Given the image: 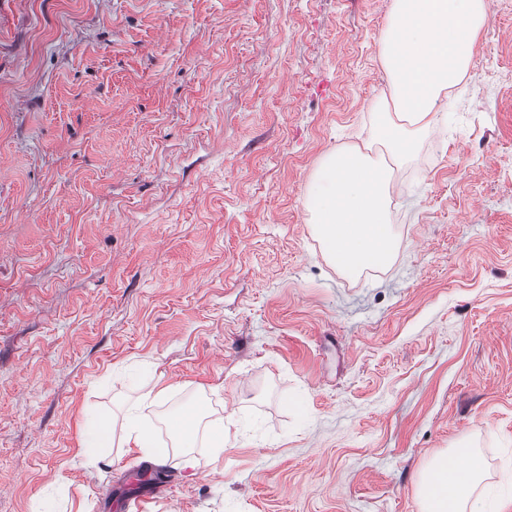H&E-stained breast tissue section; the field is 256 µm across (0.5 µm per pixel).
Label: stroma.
I'll return each mask as SVG.
<instances>
[{"mask_svg":"<svg viewBox=\"0 0 512 512\" xmlns=\"http://www.w3.org/2000/svg\"><path fill=\"white\" fill-rule=\"evenodd\" d=\"M391 0H0V512H421L476 448L512 512V0L357 278L307 222L368 140ZM162 450L87 458L149 390ZM224 424L195 474L168 418Z\"/></svg>","mask_w":512,"mask_h":512,"instance_id":"stroma-1","label":"stroma"}]
</instances>
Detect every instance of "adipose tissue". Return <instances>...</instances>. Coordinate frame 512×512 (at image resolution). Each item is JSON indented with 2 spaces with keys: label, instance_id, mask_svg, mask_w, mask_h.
<instances>
[{
  "label": "adipose tissue",
  "instance_id": "ef3b65f1",
  "mask_svg": "<svg viewBox=\"0 0 512 512\" xmlns=\"http://www.w3.org/2000/svg\"><path fill=\"white\" fill-rule=\"evenodd\" d=\"M488 19V0H392L379 41L390 95L372 103L377 122L370 135L391 161L375 160L356 144L337 149L319 163L306 198L323 253L342 272L359 275L393 262L397 243L390 221V182L434 132L435 107L463 81ZM168 427L183 449L181 469L196 470L192 449L198 440L215 453L224 451L223 423H202L200 413L171 418ZM122 432L123 442L143 456L159 455L139 403L126 407ZM482 480L476 457L463 466L444 456L434 459L419 486L423 512H481L476 491Z\"/></svg>",
  "mask_w": 512,
  "mask_h": 512
}]
</instances>
